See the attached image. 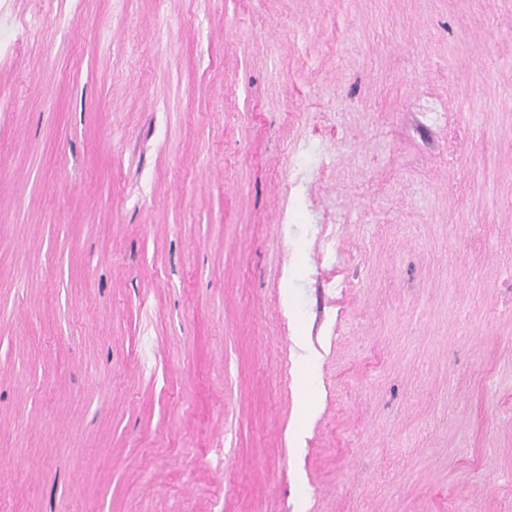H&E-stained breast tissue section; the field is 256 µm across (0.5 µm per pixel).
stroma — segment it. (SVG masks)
Here are the masks:
<instances>
[{
    "mask_svg": "<svg viewBox=\"0 0 512 512\" xmlns=\"http://www.w3.org/2000/svg\"><path fill=\"white\" fill-rule=\"evenodd\" d=\"M0 512H512V0H0Z\"/></svg>",
    "mask_w": 512,
    "mask_h": 512,
    "instance_id": "stroma-1",
    "label": "stroma"
}]
</instances>
